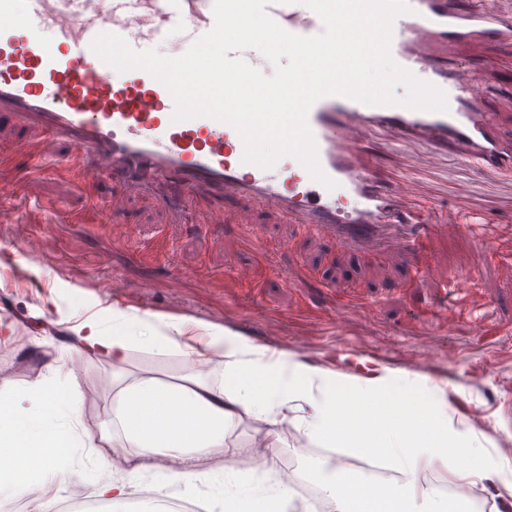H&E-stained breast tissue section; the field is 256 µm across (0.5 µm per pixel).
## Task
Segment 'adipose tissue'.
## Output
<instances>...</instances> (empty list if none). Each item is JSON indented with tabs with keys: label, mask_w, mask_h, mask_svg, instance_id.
<instances>
[{
	"label": "adipose tissue",
	"mask_w": 512,
	"mask_h": 512,
	"mask_svg": "<svg viewBox=\"0 0 512 512\" xmlns=\"http://www.w3.org/2000/svg\"><path fill=\"white\" fill-rule=\"evenodd\" d=\"M80 349L88 357L105 359L119 368L134 349L162 352L179 361V383L154 377L122 381L98 423L102 439L118 443L122 460L105 454L90 439L81 416L82 395L74 376L54 371L38 374L22 390L10 392L8 413L0 418V512H50L69 500L74 488L95 498L144 512V500L160 503L193 498L205 512H226L235 501L272 498L276 512H296L294 492L287 482L238 487L236 474L213 479L196 467L201 456L224 449V438L239 410L266 412L274 429L291 423L309 431L307 447L297 449L301 474L319 512H356L352 497L341 492L342 474L331 464L325 447L335 445L344 411L334 392L299 390L289 395L279 385L254 382L255 363L245 361L228 337L189 336L184 326L157 335L149 317L131 325L127 315L104 309L75 326ZM176 459V466L158 469L149 458ZM445 457L449 471L466 483L494 479L496 460L474 468L435 443L399 450L397 493L411 512H430L443 495L440 479L418 482L414 460ZM72 460L66 474H54L59 459Z\"/></svg>",
	"instance_id": "1"
}]
</instances>
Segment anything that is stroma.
<instances>
[{"label":"stroma","mask_w":512,"mask_h":512,"mask_svg":"<svg viewBox=\"0 0 512 512\" xmlns=\"http://www.w3.org/2000/svg\"><path fill=\"white\" fill-rule=\"evenodd\" d=\"M474 56L483 61L480 71L461 66ZM447 61L458 79L483 83L485 106L511 140L512 43L452 45ZM364 149L387 176L413 180L415 204L464 223L455 237L427 240L422 275L400 253L350 250L272 210L233 230L196 223L197 210L218 207L211 197L174 205L133 190L108 216L99 205L111 183L88 185L61 169L30 171L0 200V388L22 386L48 366L74 375L94 437L119 374L176 382L179 364L162 356L134 352L118 371L74 348L73 325L109 308L100 288L117 281L126 297L120 310L133 319L153 315L159 332L188 320L195 335L221 331L242 346L268 349V378L279 380L277 360L297 366L298 375L288 378L292 390L313 377L335 379L350 427L337 438L343 450L334 461L348 480L369 467L391 490L393 449L433 440L503 464L495 482L472 485L457 506L439 502L437 512H512V447L499 441L512 434V177L454 157L424 166L426 146L392 147L379 135L367 137ZM18 220L44 236L41 253L19 248ZM241 265L255 269L252 283L232 278ZM466 275L470 288L455 291ZM341 304L348 318L336 325L332 311ZM272 322L281 335H267ZM428 398L438 403L437 414L414 415L412 429L401 430L398 405ZM260 438L273 450L269 464L293 465L275 453L265 415L245 414L224 445L240 461V482L253 480Z\"/></svg>","instance_id":"stroma-1"}]
</instances>
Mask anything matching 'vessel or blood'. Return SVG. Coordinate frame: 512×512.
<instances>
[{"mask_svg":"<svg viewBox=\"0 0 512 512\" xmlns=\"http://www.w3.org/2000/svg\"><path fill=\"white\" fill-rule=\"evenodd\" d=\"M409 4L410 13L393 24L391 56L444 90L449 110L371 106L337 95L316 101L307 121L335 189L313 180L290 157L269 170L243 163V142L232 126L204 116L172 122L174 101L161 82L141 69L117 72L90 48L108 32L136 49L182 55L212 28L213 0H0V109L44 128L38 144L19 142L11 152L53 161L58 141H70L68 167L88 182H118L104 203L108 211L124 207L131 185L161 191L169 202L203 190L224 201L203 214V223L247 226L255 210L271 209L354 249L397 242L422 268L427 231L452 237L460 226L413 208V183L385 178L362 144L368 133H393L485 172H511L512 141L501 137L494 114L485 111L484 87L457 80L440 60L452 43L512 42V19L492 12L484 0ZM266 12L299 36L323 29L300 0H271Z\"/></svg>","mask_w":512,"mask_h":512,"instance_id":"b4317fda","label":"vessel or blood"}]
</instances>
